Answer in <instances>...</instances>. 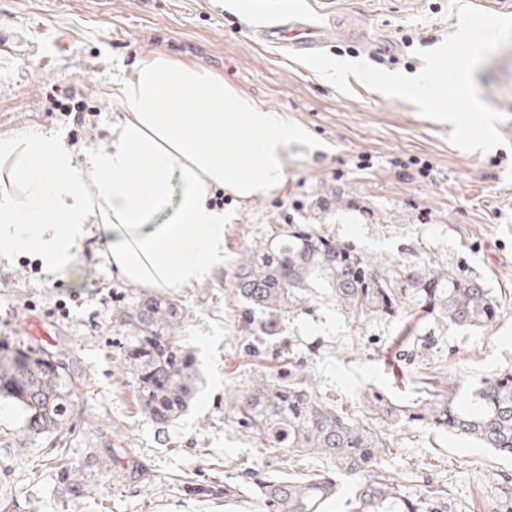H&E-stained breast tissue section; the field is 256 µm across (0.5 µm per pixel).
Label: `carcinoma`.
<instances>
[{
	"instance_id": "cac0c4a2",
	"label": "carcinoma",
	"mask_w": 512,
	"mask_h": 512,
	"mask_svg": "<svg viewBox=\"0 0 512 512\" xmlns=\"http://www.w3.org/2000/svg\"><path fill=\"white\" fill-rule=\"evenodd\" d=\"M320 281L358 320L397 318L413 308L457 327L485 328L498 308L485 277L463 264L443 269L428 258L378 269L353 244L315 224H275L263 246L244 256L233 282L242 306L268 314L260 330L246 337L251 356L279 333L280 317L298 306L302 293ZM115 315L125 332L124 365L133 371L141 413L161 425L175 420L197 389L195 358L181 335L182 307L142 293ZM75 383V371L60 353L0 337V398L18 408L26 438L67 429L78 413ZM458 394L450 388L429 392L421 403L404 406L376 393L366 414L354 416L318 394L294 352L276 353L272 362L258 365L256 380L239 401L242 425L295 462L319 454L333 460L336 470H297L259 482L268 512H324L337 491L338 474L360 479L356 512H436L433 502L447 494L445 489L405 500L395 479L382 471L379 459L389 444L376 421L444 429L512 456V367L483 378L465 401Z\"/></svg>"
}]
</instances>
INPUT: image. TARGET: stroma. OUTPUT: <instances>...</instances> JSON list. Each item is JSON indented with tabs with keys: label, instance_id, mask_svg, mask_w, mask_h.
Wrapping results in <instances>:
<instances>
[{
	"label": "stroma",
	"instance_id": "obj_1",
	"mask_svg": "<svg viewBox=\"0 0 512 512\" xmlns=\"http://www.w3.org/2000/svg\"><path fill=\"white\" fill-rule=\"evenodd\" d=\"M287 3V11L272 13L251 10V0H0V36L12 43L0 52V135H60L79 156L107 145L126 112L111 88L155 53L220 74L225 85L305 133L288 149L281 187L244 203L225 197L223 272L171 295L185 311L182 334L199 380L188 412L168 424L141 414L133 376L122 364L123 333L112 319L142 289L112 270L98 238L78 258L79 285L48 273L30 255L0 264V336L21 339L22 319H42L80 371V414L56 439L81 476L82 492L70 493L67 479L44 467L49 444L23 438L18 410L0 399V501L14 512H266L252 484L233 499L207 501L174 483L190 477L211 485L250 470L273 478L284 469L279 452L263 447L231 407L254 378L243 336L267 318L237 302L234 275L273 224L321 225L383 268L420 257L465 263L488 280L500 313L478 330L420 321L417 334L432 333L435 343L417 359L431 365L451 359L448 375L464 389L512 367V43L474 72L481 99L504 115L497 125L504 144L464 151L448 140L451 124L424 118L415 105L358 80L340 92L289 59L282 45L252 36L292 13L345 12L357 18L364 40L339 28L323 52L414 75L423 67L420 51L456 30L450 0ZM375 39L391 41L395 53H368L366 43ZM74 92L85 93L87 111L97 115L95 137L55 107ZM421 161L428 176L419 173ZM327 196L343 198L344 207L318 212ZM60 298L67 312L54 311ZM402 327L384 317L355 321L323 288L281 317L283 341L297 349L319 392L358 414L376 393L404 404L423 399L422 385L390 365L400 350L413 349L400 343ZM386 433L391 448L381 465L402 497L442 485L448 496L439 512H512L502 487L512 477V458L425 426ZM119 446L145 478H131L115 463Z\"/></svg>",
	"mask_w": 512,
	"mask_h": 512
}]
</instances>
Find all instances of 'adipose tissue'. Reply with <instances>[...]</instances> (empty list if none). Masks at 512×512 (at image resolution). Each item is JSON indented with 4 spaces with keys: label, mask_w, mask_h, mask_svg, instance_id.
I'll return each mask as SVG.
<instances>
[{
    "label": "adipose tissue",
    "mask_w": 512,
    "mask_h": 512,
    "mask_svg": "<svg viewBox=\"0 0 512 512\" xmlns=\"http://www.w3.org/2000/svg\"><path fill=\"white\" fill-rule=\"evenodd\" d=\"M114 92L127 113L84 159L60 136H0V263L31 252L79 282L93 221L126 280L150 291L198 286L224 269L213 191L245 201L276 190L288 146L304 134L220 75L163 54L142 59ZM190 102L201 111H186Z\"/></svg>",
    "instance_id": "adipose-tissue-1"
}]
</instances>
